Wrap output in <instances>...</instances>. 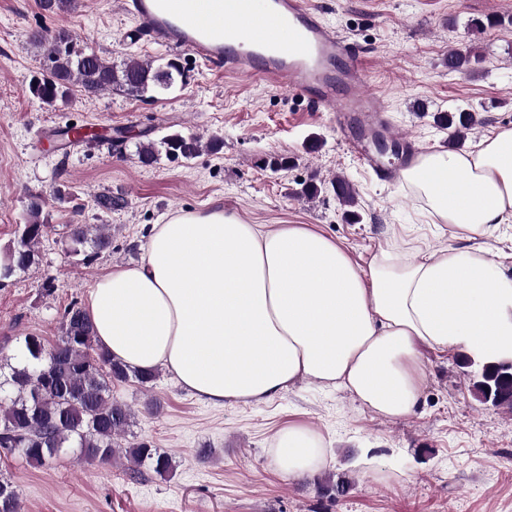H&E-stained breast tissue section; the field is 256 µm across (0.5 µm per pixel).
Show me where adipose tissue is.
<instances>
[{
	"mask_svg": "<svg viewBox=\"0 0 512 512\" xmlns=\"http://www.w3.org/2000/svg\"><path fill=\"white\" fill-rule=\"evenodd\" d=\"M403 177L452 245L402 264L382 247L363 267L307 224L262 230L221 207L178 211L153 225L138 264L90 290L98 342L130 368L167 369L215 406H262L310 380L389 419L413 414L424 350L512 359V277L480 243L512 221V128L475 153L420 157ZM271 454L279 473L301 478L328 450L293 423Z\"/></svg>",
	"mask_w": 512,
	"mask_h": 512,
	"instance_id": "obj_1",
	"label": "adipose tissue"
}]
</instances>
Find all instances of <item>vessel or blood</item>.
I'll use <instances>...</instances> for the list:
<instances>
[{"instance_id":"obj_1","label":"vessel or blood","mask_w":512,"mask_h":512,"mask_svg":"<svg viewBox=\"0 0 512 512\" xmlns=\"http://www.w3.org/2000/svg\"><path fill=\"white\" fill-rule=\"evenodd\" d=\"M153 44L184 51L237 76L288 88L327 109L348 150L382 182L397 183L420 154L394 132L386 102L365 89L360 52L312 0H122Z\"/></svg>"}]
</instances>
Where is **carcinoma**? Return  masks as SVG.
I'll use <instances>...</instances> for the list:
<instances>
[{
    "label": "carcinoma",
    "instance_id": "cac0c4a2",
    "mask_svg": "<svg viewBox=\"0 0 512 512\" xmlns=\"http://www.w3.org/2000/svg\"><path fill=\"white\" fill-rule=\"evenodd\" d=\"M73 37L62 30L48 43L44 52L52 63L50 76L30 86V93L43 104L54 106L67 101L73 88L88 94L118 90L140 98L172 89L186 79L179 63H163L126 58L120 64L105 60L95 52H76ZM482 62L470 46L448 52V70L468 73ZM450 130V140L461 141L476 123L473 111L458 107L439 117ZM202 148L200 139L191 134L173 132L160 142L138 143L137 158L144 166L159 160L161 153L190 159ZM341 205H356V193L348 180L343 185L331 181ZM45 201L30 197L22 233L0 264V278L25 271L36 263V246L46 233L41 219ZM94 253L112 247V234L106 225H71L68 252L79 255L85 246ZM96 336L86 311L71 305L64 313L62 336L48 345L37 335L23 338V358L8 371H0V448L17 454L29 463L44 465L55 460L62 449H79L78 460L109 463L121 447L129 463L130 476L147 465L159 474L172 471V457L153 448L147 440L121 446L119 439L127 433L133 412L127 404L112 399V382L136 380L141 386L156 378V371L127 367L102 347L94 348ZM493 387L497 407L512 409V376L501 365L485 363L473 376L472 387L486 395ZM0 512H20L19 495L11 482L0 477Z\"/></svg>",
    "mask_w": 512,
    "mask_h": 512
}]
</instances>
